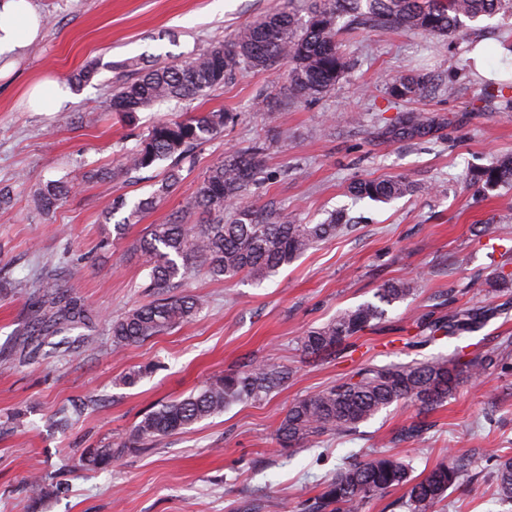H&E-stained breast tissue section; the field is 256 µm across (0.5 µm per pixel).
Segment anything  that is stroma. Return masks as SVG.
I'll list each match as a JSON object with an SVG mask.
<instances>
[{"label":"stroma","instance_id":"35a3bbf8","mask_svg":"<svg viewBox=\"0 0 512 512\" xmlns=\"http://www.w3.org/2000/svg\"><path fill=\"white\" fill-rule=\"evenodd\" d=\"M42 36L22 50L14 72L0 79V512H303L338 468L376 454L400 458L424 476L443 460L468 459L476 481L462 480L437 512H512L494 495L496 448L512 455V372L459 385L425 416L418 437L396 441L415 419L413 405L391 406L355 433L325 436L293 457L278 450L274 429L290 405L349 377L361 365L425 361L457 347H492L512 334V288L492 285L495 269L512 271V189L470 183L469 169L512 153V112L486 88L512 76V17L465 21L452 37L393 29L343 38L351 70L317 99L288 98L287 61L247 72L193 100L173 101L125 119L107 106L124 63L195 57L231 39L281 0H32ZM95 65L89 82L76 81ZM399 74L423 76L422 98L403 103L385 85ZM69 82L76 98L60 109L30 110L37 82ZM222 110L235 122L197 148L183 181L140 220L116 234L123 212L158 188L163 165L110 177L122 154L147 128L183 112ZM360 113L358 123L344 115ZM421 115L424 128L400 134L399 117ZM287 131L280 139L279 131ZM266 143L268 180L249 204L296 213L303 223L344 212L351 223L262 282L230 281L197 271L181 293L203 295L192 321L123 348L110 324L150 299L148 270L137 249L149 225L165 223L191 199L197 182L226 151ZM404 177L414 195L390 202L356 199L354 183ZM67 181L73 190L50 213L37 189ZM417 276L412 298L387 306L357 339L355 350L305 354L302 334L343 309L374 301L382 284ZM475 278L489 280L470 292ZM61 288L94 317L58 336H39L33 304ZM497 308L480 331L404 347L419 318L444 299ZM287 366L288 383L258 402L237 404L147 448H131L103 470H85L80 454L127 437L142 416L188 396L215 376L250 361ZM143 369L137 383L125 384ZM58 484L37 500L29 480Z\"/></svg>","mask_w":512,"mask_h":512}]
</instances>
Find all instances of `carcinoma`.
Listing matches in <instances>:
<instances>
[{"mask_svg":"<svg viewBox=\"0 0 512 512\" xmlns=\"http://www.w3.org/2000/svg\"><path fill=\"white\" fill-rule=\"evenodd\" d=\"M503 13L512 16V0H308L305 12L283 8L243 27L225 44L213 45L189 61L128 64L129 74L116 80L112 111L128 118L155 104L200 95L249 69H264L279 60L291 64L288 94L312 100L325 94L350 68L340 50L343 33L414 30L436 37L455 35L463 19ZM425 80L395 76L387 83L388 95L409 102L422 97ZM231 112H200L184 118L161 120L151 125L139 143L124 154L120 171H140L167 161L159 187L140 199L122 222V234L140 214L169 195L182 182V161L196 146L234 123ZM264 146L254 144L229 151L211 166L197 183L189 205L165 224H153L139 241L149 269L148 287L156 298L132 308L112 321L116 346L140 343L158 333L184 324L196 316L206 300L197 295L176 294L173 288L199 268L218 279L246 274L262 280L289 264L320 242L332 238L344 225L332 217L322 224H305L285 208L254 209L244 204L252 189L266 179ZM488 188L512 187V155L498 158L471 173ZM72 191L66 182L48 183L37 193L39 208L49 213L64 203ZM362 197L386 202L413 194L407 179L392 177L355 183ZM420 288L417 277L389 281L376 293L379 303H366L339 312L318 328L306 331L302 350L316 357L330 354L381 319V305L413 296ZM497 313L490 306L461 307L448 301V313L427 317L411 337L413 346L437 339H458L472 333ZM91 310L80 300L58 295L49 310L35 311L40 329L58 335L80 326ZM512 371V336L473 355L463 350L450 358L367 365L345 381L293 403L279 422L276 442L280 451L293 455L327 435L355 431L358 426L396 404L411 403L418 413L445 403L463 379L478 380L488 372ZM287 372L273 362L244 365L219 376L182 399L161 404L144 414L127 439L110 448H86L82 463L104 468L112 456L125 449L151 446L195 423L224 412L236 403L259 401L281 385ZM495 460V495L512 504V457L491 455ZM465 464L442 461L424 477H411L410 467L392 457L378 456L345 465L325 484L322 492L304 506L305 512H363L364 505L399 487L408 488L402 501L406 512H436L448 489L455 486Z\"/></svg>","mask_w":512,"mask_h":512,"instance_id":"cac0c4a2","label":"carcinoma"}]
</instances>
